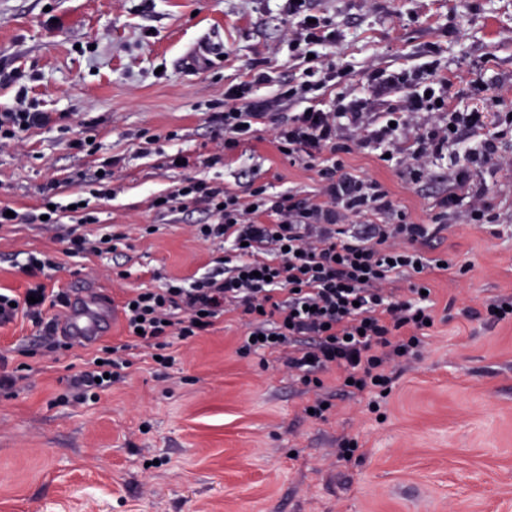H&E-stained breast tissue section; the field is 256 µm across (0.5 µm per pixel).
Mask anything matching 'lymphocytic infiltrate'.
<instances>
[{"instance_id": "obj_1", "label": "lymphocytic infiltrate", "mask_w": 512, "mask_h": 512, "mask_svg": "<svg viewBox=\"0 0 512 512\" xmlns=\"http://www.w3.org/2000/svg\"><path fill=\"white\" fill-rule=\"evenodd\" d=\"M283 11L292 23L288 51L302 60V77L285 79L257 62L247 81L225 89L222 110L206 117L215 151L187 157L186 164H228L269 123L279 153L291 164L317 169L318 192L303 196L252 184L242 195L192 177L173 192L152 196L149 206L159 213H206L196 235L224 254L202 276L125 292L119 302L124 337L86 353L83 369L68 381L74 403L98 401L123 381L137 351H145L155 370L170 368L176 342L209 335L233 313L248 327L238 356H267L295 371L313 394L308 406L315 419L328 420L345 397L367 394L371 407H379L395 380L391 363L416 359L433 318L431 275L442 267L458 276L468 271L437 251L436 237L459 221L501 222L486 199V183L473 179L478 169H512V153L501 147L512 135V110H500L492 84L472 82L471 105H453L440 48L430 43L420 64L368 66L365 90L355 92L351 66L330 59L341 38L335 20L313 0H285ZM263 86L273 87L274 95L256 96ZM59 121L18 93L14 106L0 110V146ZM355 153L382 158L412 186L446 174L448 188L429 223L411 221L382 184L351 173L347 158ZM120 162L112 156L95 172H73L79 190L68 204L56 202L52 183L41 188L37 208L11 214L0 204L1 225L49 228L68 212L80 222L67 233L62 256L30 252L19 262L29 286L20 295L0 290V326L25 319L41 343L59 346L62 335L47 312L69 308L70 294L45 281L60 257L121 255L125 233L104 238L81 230L96 221L91 200L111 199L112 170ZM401 280L408 283L403 295L395 288Z\"/></svg>"}]
</instances>
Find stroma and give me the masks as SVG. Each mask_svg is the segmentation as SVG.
I'll list each match as a JSON object with an SVG mask.
<instances>
[{"label":"stroma","instance_id":"35a3bbf8","mask_svg":"<svg viewBox=\"0 0 512 512\" xmlns=\"http://www.w3.org/2000/svg\"><path fill=\"white\" fill-rule=\"evenodd\" d=\"M345 28L336 63L416 61L441 42L448 77L464 106L470 83L501 84L512 106V0H315ZM468 12L456 25L457 10ZM279 0H0V108L20 88L38 109L64 113L60 126L29 132L0 151V201L27 209L58 179L56 199L73 191L65 177L93 168L67 144L96 121L98 155L123 162L115 196L94 202L91 234L127 233L129 278L112 275L115 256L64 259L50 287L101 317L100 344L122 334L115 303L129 288H156L167 277L200 275L214 256L197 240L201 213L158 216L149 199L200 176L245 191L313 193L316 170L289 164L270 130L242 158L198 170L169 167L171 154H209V105L225 85L268 61L299 75L288 60ZM203 68L187 64L200 43ZM177 139H168V132ZM158 135L149 154L141 133ZM350 169L385 185L417 223H427L439 185H407L396 168L355 154ZM152 224L143 236L139 225ZM75 220L54 231L30 224L0 229V289L23 293L17 254L61 253ZM440 251L469 264L462 277L435 274V322L417 360L398 368L386 403L340 400L328 421L308 418L296 375L235 349L247 326L226 316L217 332L178 345L167 377L146 364L86 404L67 401V378L84 350L48 352L25 320L0 327V373L24 367L27 378L0 390V512H512V322L467 318L485 300L512 296V222L460 224L440 234ZM357 451L342 457L343 440Z\"/></svg>","mask_w":512,"mask_h":512}]
</instances>
